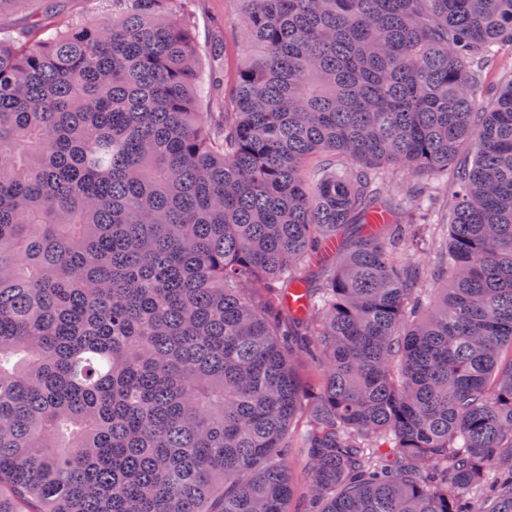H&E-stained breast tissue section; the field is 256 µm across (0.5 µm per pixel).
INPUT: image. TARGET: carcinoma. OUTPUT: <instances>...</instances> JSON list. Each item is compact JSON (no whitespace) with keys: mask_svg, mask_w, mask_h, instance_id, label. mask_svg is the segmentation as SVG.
Masks as SVG:
<instances>
[{"mask_svg":"<svg viewBox=\"0 0 512 512\" xmlns=\"http://www.w3.org/2000/svg\"><path fill=\"white\" fill-rule=\"evenodd\" d=\"M190 2L0 32V512H512V0ZM224 14L227 20V73L232 77L236 68L244 59V47L240 42L238 30V12L233 0H202L194 18L195 31L198 43L201 47V57L205 63V75L208 78L209 47L214 44L219 34L216 29L217 22H224ZM288 471L291 473L294 483V495L288 505V510L297 512L307 498L311 486L309 461L302 448H293L292 454L288 457Z\"/></svg>","mask_w":512,"mask_h":512,"instance_id":"obj_1","label":"carcinoma"}]
</instances>
